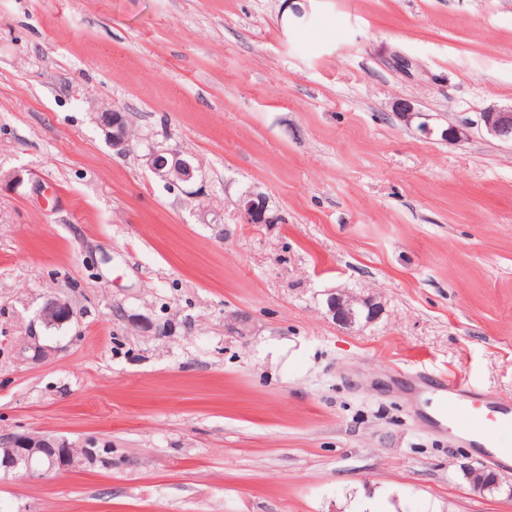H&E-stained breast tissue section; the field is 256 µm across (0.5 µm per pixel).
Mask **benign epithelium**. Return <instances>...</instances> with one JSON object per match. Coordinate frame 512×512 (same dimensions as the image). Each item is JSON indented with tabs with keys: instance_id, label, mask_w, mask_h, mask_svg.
<instances>
[{
	"instance_id": "obj_1",
	"label": "benign epithelium",
	"mask_w": 512,
	"mask_h": 512,
	"mask_svg": "<svg viewBox=\"0 0 512 512\" xmlns=\"http://www.w3.org/2000/svg\"><path fill=\"white\" fill-rule=\"evenodd\" d=\"M485 129L493 136L505 142H512V109H489L481 114ZM98 128L102 131L105 140L118 153L130 151L131 144L128 137L123 116L119 113L103 121L96 120ZM182 153L176 149L165 148L161 145H152L142 155L144 165L157 177L168 182L171 168L168 167V158L178 160ZM180 182L178 186L189 195L194 193L193 187L202 180V170L197 164L182 163L177 166ZM265 205L264 197L260 195H247L238 204L244 215L246 223H263ZM328 310L338 323L352 326L356 322L354 305L364 308L362 319L367 322L377 317L380 311L379 303L371 297L347 296L344 293H332L327 299ZM74 317V311L65 299L58 297L48 299L43 305L39 320L46 328L62 327ZM0 444L8 448V452L0 458V470L7 473L21 471L28 478L41 474L65 471L78 466L82 461H90L97 457L95 447L97 442L91 441L84 451V459L74 452V445L67 438L50 434H36L33 432H13L0 436Z\"/></svg>"
}]
</instances>
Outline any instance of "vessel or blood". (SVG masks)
<instances>
[{
    "mask_svg": "<svg viewBox=\"0 0 512 512\" xmlns=\"http://www.w3.org/2000/svg\"><path fill=\"white\" fill-rule=\"evenodd\" d=\"M435 393L438 419L451 429L480 437L483 447L512 457L511 404L467 397L463 381L452 376L440 382Z\"/></svg>",
    "mask_w": 512,
    "mask_h": 512,
    "instance_id": "1",
    "label": "vessel or blood"
}]
</instances>
